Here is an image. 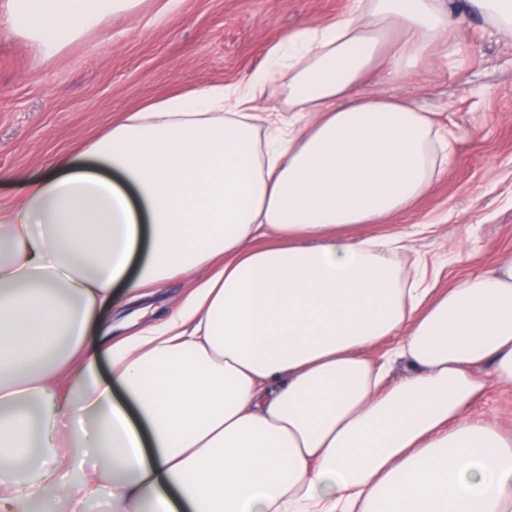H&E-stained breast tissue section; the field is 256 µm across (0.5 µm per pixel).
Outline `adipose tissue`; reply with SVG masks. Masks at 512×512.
Instances as JSON below:
<instances>
[{"mask_svg":"<svg viewBox=\"0 0 512 512\" xmlns=\"http://www.w3.org/2000/svg\"><path fill=\"white\" fill-rule=\"evenodd\" d=\"M135 3L9 0L0 26L51 59ZM461 13L353 0L246 83L126 115L0 203L1 506L107 479L114 512H512V437L467 416L512 388V259L435 296L397 238L336 233L408 210L446 166L432 113L362 83L445 47ZM264 94L283 106L253 112ZM204 268L176 314L97 338L116 288ZM77 448L108 467L60 482Z\"/></svg>","mask_w":512,"mask_h":512,"instance_id":"adipose-tissue-1","label":"adipose tissue"}]
</instances>
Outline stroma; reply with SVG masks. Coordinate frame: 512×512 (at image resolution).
Returning a JSON list of instances; mask_svg holds the SVG:
<instances>
[{"instance_id": "obj_1", "label": "stroma", "mask_w": 512, "mask_h": 512, "mask_svg": "<svg viewBox=\"0 0 512 512\" xmlns=\"http://www.w3.org/2000/svg\"><path fill=\"white\" fill-rule=\"evenodd\" d=\"M352 0H140L49 60L0 27V197L16 199L19 174H40L59 155H79L125 113L168 96L247 80L287 30L327 25ZM368 92L433 112L452 134L447 168L407 211L347 237L402 236L400 260L428 257L437 290L512 258V35L466 15L448 53L410 73L371 74ZM206 273L186 272L120 295L101 310L112 326L159 323ZM470 417L512 435V389L489 386Z\"/></svg>"}]
</instances>
